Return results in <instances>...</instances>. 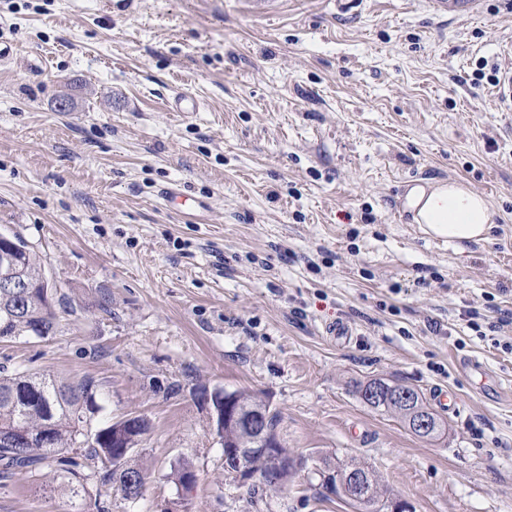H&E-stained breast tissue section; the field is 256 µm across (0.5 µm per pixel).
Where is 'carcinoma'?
<instances>
[{
	"mask_svg": "<svg viewBox=\"0 0 512 512\" xmlns=\"http://www.w3.org/2000/svg\"><path fill=\"white\" fill-rule=\"evenodd\" d=\"M14 240L21 247L17 264L28 287L0 288V340L25 336L47 339L58 332L61 315L74 312V308L67 294H54L42 286V265L36 254L19 236ZM382 383L411 391V402L402 404L385 390L378 400H370L367 391ZM96 387L91 377L68 383L30 372L0 374V436L9 434L17 441L15 448L0 447V472L36 478L44 470L55 471L53 491L67 497L71 512H84L91 485L123 492L128 478L147 479L145 469L136 460L139 442L128 451L112 447L110 421L96 426L84 444L76 445L85 414L99 410ZM355 392L368 407L391 413L406 425L419 413H432L422 394L405 384L379 378L357 383ZM230 396L246 414L259 412L268 418L272 429H278L279 414L269 403L245 390L232 391ZM269 443L267 452L258 450L257 433L244 422L224 427V445L241 449L253 466L256 479L251 495L259 501L284 488L283 478H292L306 467L305 460L289 453L284 441L273 436ZM57 448H72L74 453L60 457L55 453ZM115 457L121 459L116 468L112 467ZM318 475L325 488L345 498L354 512H391L392 499L385 496L375 472L360 460L350 457L334 466L327 463Z\"/></svg>",
	"mask_w": 512,
	"mask_h": 512,
	"instance_id": "1",
	"label": "carcinoma"
}]
</instances>
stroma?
I'll return each mask as SVG.
<instances>
[{
  "instance_id": "35a3bbf8",
  "label": "stroma",
  "mask_w": 512,
  "mask_h": 512,
  "mask_svg": "<svg viewBox=\"0 0 512 512\" xmlns=\"http://www.w3.org/2000/svg\"><path fill=\"white\" fill-rule=\"evenodd\" d=\"M0 38V233L77 308L50 339L0 342V370L92 377L99 419L149 421L144 496L110 490L109 512H352L316 473L351 456L414 512H512V112L474 79L512 66L504 0L464 18L430 0H0ZM177 92L199 110L172 111ZM448 179L488 201L487 240L457 249L401 207ZM375 378L421 390L445 432L363 404ZM215 388L279 412L307 460L283 492L255 504L225 482L198 399ZM0 512L69 506L17 475Z\"/></svg>"
}]
</instances>
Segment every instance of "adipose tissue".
Instances as JSON below:
<instances>
[{
    "label": "adipose tissue",
    "mask_w": 512,
    "mask_h": 512,
    "mask_svg": "<svg viewBox=\"0 0 512 512\" xmlns=\"http://www.w3.org/2000/svg\"><path fill=\"white\" fill-rule=\"evenodd\" d=\"M406 206L413 223L460 249L486 239L494 224L485 198L453 180L413 187Z\"/></svg>",
    "instance_id": "1"
}]
</instances>
